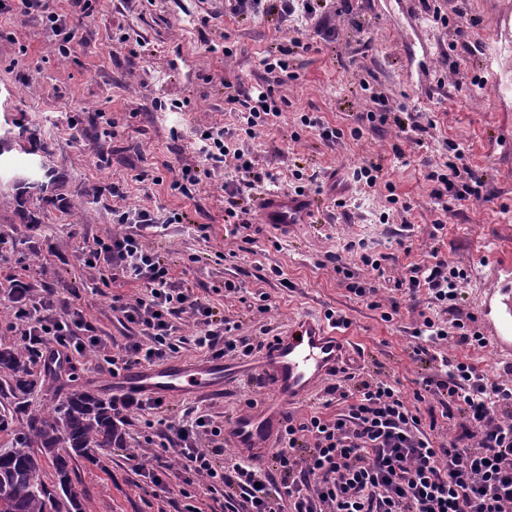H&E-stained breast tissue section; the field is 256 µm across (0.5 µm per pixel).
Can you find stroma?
I'll list each match as a JSON object with an SVG mask.
<instances>
[{
	"label": "stroma",
	"mask_w": 512,
	"mask_h": 512,
	"mask_svg": "<svg viewBox=\"0 0 512 512\" xmlns=\"http://www.w3.org/2000/svg\"><path fill=\"white\" fill-rule=\"evenodd\" d=\"M9 4L0 13V100L8 103L7 111H0V125L19 121L30 139L0 155V270L17 274L34 295L56 289L71 308L84 311L103 339H122L125 329L112 310L111 289L78 268L75 251L112 232L109 190L117 180L126 184L124 206L187 214V223L146 234L144 242L167 258L176 280L239 323L240 335H273L302 317L320 318L330 308L344 311L351 321L344 334L362 351L367 373L397 381L408 396L421 371L409 357V330L427 307L425 297H400L399 314L382 321L379 311L347 291L326 255L346 254L359 282L377 287L386 299L388 279L408 274L438 249L449 264L468 272L461 309L476 314L494 266L512 260V98L493 92L482 53L449 59L453 27L431 21L416 25L402 0H371L360 13L330 16L335 33L328 38L300 31L312 48L293 57V74L279 88L288 108L277 125L257 129L243 148L256 170L276 177L275 183L256 185L250 197L291 191L301 171L318 176V207L310 223L285 239L249 209L247 242L224 235L223 186L232 170L204 179L190 200L171 191L170 184L183 165L202 166L197 130L234 127L235 114L224 109L225 80L239 79L245 91L262 85L260 59L274 44L291 39V32H276L271 17L227 16L224 0H93L88 15L69 0H55L77 29L64 56L45 20L23 14L20 0ZM424 43L432 52L427 59L420 53ZM228 48L233 57H225ZM374 92L385 95L388 108L428 112L436 122L423 146L406 144V161L393 154L394 128L361 118ZM160 100L168 102V109H157ZM177 100L182 103L178 109L173 106ZM307 112L342 129L343 138L331 144L320 129L303 126L299 117ZM353 128L360 129V138L350 137ZM452 143L463 147L466 163L482 175V200L444 206L433 197L426 173L447 160ZM45 146L52 152L51 202L27 203L36 219L31 226L18 216L12 183L41 174ZM370 163L382 166L384 183L364 193L350 176ZM141 173L146 176L142 182L137 179ZM157 176L162 184H154ZM337 177L354 199L345 210L334 204ZM389 184L407 209L388 203ZM384 212L389 219L383 224L379 216ZM438 222L444 230L437 240ZM198 224L209 225L208 237L195 232ZM360 239L382 256V273L347 255V244ZM228 281L241 284L242 293L223 292ZM263 295L271 303L265 314L255 308ZM31 369L39 382L24 398L14 397L0 376V407L11 409L15 418L12 431L0 433V445L12 444L28 412L50 413L72 387L112 398L110 374L95 354L54 381L45 379L41 363H32ZM272 396L270 387L237 382L221 400L185 395L166 403L174 414L196 405L228 422L244 411L246 400ZM157 419L151 411L131 416L124 447L75 462L72 490L89 512H181L185 498L177 455L143 441ZM162 460L168 468L157 487L134 468L139 461L154 470Z\"/></svg>",
	"instance_id": "1"
}]
</instances>
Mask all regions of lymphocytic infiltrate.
<instances>
[{
    "mask_svg": "<svg viewBox=\"0 0 512 512\" xmlns=\"http://www.w3.org/2000/svg\"><path fill=\"white\" fill-rule=\"evenodd\" d=\"M326 8L327 0H229L234 15L269 13L288 26L320 23ZM302 46V40L293 38L262 59L266 79L258 91L246 92L225 81L224 104L235 112L238 125L212 126L200 133L205 169L215 172L230 165L239 175L224 199L228 235L250 227L239 202L243 191L274 179L271 173L255 171L235 143L281 116L283 102L276 98L275 87ZM371 100L374 108L367 111V120L394 126L408 142H418L435 126L422 112L385 110L382 95ZM427 178L435 184V198L456 202L480 198L484 186L458 148ZM177 216L174 209H113L118 232L76 250L79 266L104 286H144V294L134 300L112 297V309L122 323L141 331L124 344L90 335L91 325L81 310L56 312L55 290H46L36 301L16 275H7L17 328L29 344L44 345L39 355L44 367L72 363L90 348L113 373L167 361L185 342L175 336V321L183 316L196 329L188 342L211 358L261 351V344L238 336V324L183 288L169 264L144 247L145 233L163 232ZM466 279L464 269L449 265L433 249L426 263L393 282L394 290L408 296L426 294L430 306L412 328L411 356L438 363L439 371L418 379L412 397H405L390 380L359 381L345 372L344 383L326 389V402L337 405V412L287 414L266 466L245 457L226 458L221 426L196 406L184 409L170 435L158 440L148 435L145 443L174 449L185 485H223L224 512H512V365L505 368L506 380L498 382L455 356V348L488 345L475 316L461 311ZM451 420L455 433L447 444H437L439 423Z\"/></svg>",
    "mask_w": 512,
    "mask_h": 512,
    "instance_id": "f902f5d3",
    "label": "lymphocytic infiltrate"
}]
</instances>
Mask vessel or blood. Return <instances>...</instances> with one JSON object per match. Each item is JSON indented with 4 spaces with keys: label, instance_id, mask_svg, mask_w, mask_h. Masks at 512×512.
<instances>
[{
    "label": "vessel or blood",
    "instance_id": "vessel-or-blood-1",
    "mask_svg": "<svg viewBox=\"0 0 512 512\" xmlns=\"http://www.w3.org/2000/svg\"><path fill=\"white\" fill-rule=\"evenodd\" d=\"M495 40L485 47L486 71L493 91L512 94V14L494 19ZM315 202L290 193L270 194L261 200L265 224L280 235L309 223ZM494 285L484 291L482 313L500 351L512 355V263H499ZM351 346L345 337L330 333L319 319L307 317L289 325L265 350L255 377L272 386L274 397L238 415L224 432V443L245 456L263 459L281 427L283 407L309 397L335 373ZM113 386L133 395L187 394L223 397L227 388L224 363L213 359L195 363H163L120 371Z\"/></svg>",
    "mask_w": 512,
    "mask_h": 512
}]
</instances>
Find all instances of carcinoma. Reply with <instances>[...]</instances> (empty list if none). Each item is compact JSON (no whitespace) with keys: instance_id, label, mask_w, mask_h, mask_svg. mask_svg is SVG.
<instances>
[{"instance_id":"carcinoma-1","label":"carcinoma","mask_w":512,"mask_h":512,"mask_svg":"<svg viewBox=\"0 0 512 512\" xmlns=\"http://www.w3.org/2000/svg\"><path fill=\"white\" fill-rule=\"evenodd\" d=\"M17 189L48 201L43 181H19ZM2 373L13 394L23 397L33 391L36 381L28 353L0 340ZM125 435V422L112 412V404L80 388L53 414L30 413L15 445L0 449V512H87L71 489L73 462L105 448L123 447ZM44 458L55 471L51 485L40 476Z\"/></svg>"}]
</instances>
